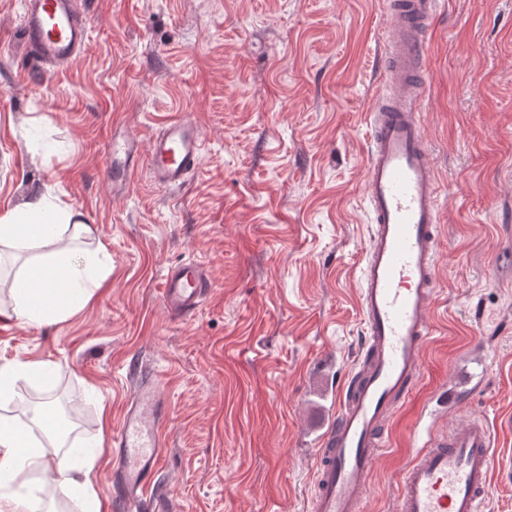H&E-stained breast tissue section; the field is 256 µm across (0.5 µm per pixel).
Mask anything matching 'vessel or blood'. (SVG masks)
I'll list each match as a JSON object with an SVG mask.
<instances>
[{
	"instance_id": "vessel-or-blood-1",
	"label": "vessel or blood",
	"mask_w": 512,
	"mask_h": 512,
	"mask_svg": "<svg viewBox=\"0 0 512 512\" xmlns=\"http://www.w3.org/2000/svg\"><path fill=\"white\" fill-rule=\"evenodd\" d=\"M82 0H24L22 30L33 60L54 65L78 57L87 39ZM438 0H393L386 49V96L370 115L365 197L371 231L358 299L368 366L332 394V419L317 439L310 512H364L370 474L394 408L416 383L434 334L439 182L423 134L424 39ZM144 158L161 188L184 183L203 160L197 124L182 116L165 123L148 152L135 136L113 141L104 174L115 192L129 190V165ZM211 283L185 264L168 274L162 299L171 318L193 314ZM165 399L152 379L135 378L131 399L112 436V486L120 512H172L156 477L162 466ZM493 435L467 420L428 437L404 467L393 512H482L494 477Z\"/></svg>"
}]
</instances>
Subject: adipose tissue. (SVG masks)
Returning <instances> with one entry per match:
<instances>
[{
  "mask_svg": "<svg viewBox=\"0 0 512 512\" xmlns=\"http://www.w3.org/2000/svg\"><path fill=\"white\" fill-rule=\"evenodd\" d=\"M92 233L81 212L61 203L47 186L33 188L22 203L0 212V245L37 253L12 284L11 306L0 309V318L40 326L65 320L85 306L94 295L89 286L92 271H108L107 261L98 254H75L74 241ZM35 421L42 432L38 438L14 419L0 416V484L44 457L43 438L57 439L67 431L61 423H49L42 411ZM93 468L94 454L86 447L67 450L53 468V483L76 494L83 512L103 510L94 491Z\"/></svg>",
  "mask_w": 512,
  "mask_h": 512,
  "instance_id": "ef3b65f1",
  "label": "adipose tissue"
}]
</instances>
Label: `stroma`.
Returning <instances> with one entry per match:
<instances>
[{"label":"stroma","instance_id":"35a3bbf8","mask_svg":"<svg viewBox=\"0 0 512 512\" xmlns=\"http://www.w3.org/2000/svg\"><path fill=\"white\" fill-rule=\"evenodd\" d=\"M425 44L423 132L438 164L435 319L422 374L387 423L367 512H392L398 478L438 427L435 397L459 377L462 413L498 453L484 512H512V0H440ZM88 40L69 64L37 69L23 0H0V209L52 186L94 228L81 252L112 269L92 300L51 326L0 321V366L50 361L0 414L37 434L38 396L62 392L76 423L55 458L102 435L95 491L116 512L110 441L131 373L156 378L169 416L160 475L178 512H309L315 442L301 406L333 354L359 362L358 284L370 233L364 196L370 111L382 86L390 0H84ZM188 115L203 162L156 186L104 175L114 136L141 145ZM195 263L211 291L187 320L162 301L169 268ZM38 512H81L40 468L19 485Z\"/></svg>","mask_w":512,"mask_h":512}]
</instances>
